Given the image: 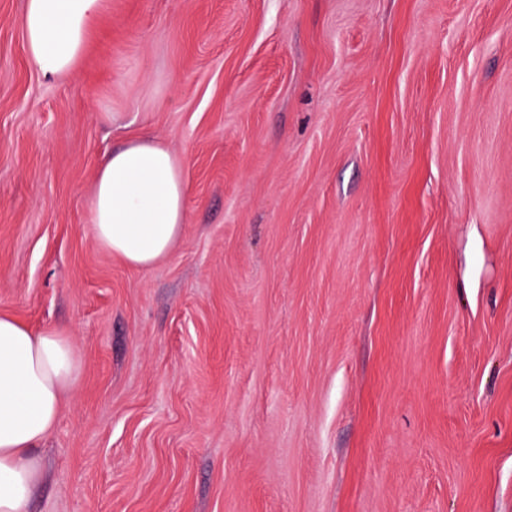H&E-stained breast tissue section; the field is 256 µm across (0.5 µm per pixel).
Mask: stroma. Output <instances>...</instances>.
Listing matches in <instances>:
<instances>
[{"instance_id":"1","label":"stroma","mask_w":512,"mask_h":512,"mask_svg":"<svg viewBox=\"0 0 512 512\" xmlns=\"http://www.w3.org/2000/svg\"><path fill=\"white\" fill-rule=\"evenodd\" d=\"M0 0V312L76 384L30 512H512V0H106L66 76ZM190 191L147 268L104 158ZM188 191L178 159L155 140H133L112 151L92 196L98 244L128 266L153 265L181 233Z\"/></svg>"}]
</instances>
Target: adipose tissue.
Here are the masks:
<instances>
[{
  "label": "adipose tissue",
  "mask_w": 512,
  "mask_h": 512,
  "mask_svg": "<svg viewBox=\"0 0 512 512\" xmlns=\"http://www.w3.org/2000/svg\"><path fill=\"white\" fill-rule=\"evenodd\" d=\"M101 8L102 0H25L27 50L43 77L74 68ZM188 191L178 159L160 143L137 139L113 151L92 196L98 244L128 266L153 265L181 233ZM79 368L68 331L36 333L0 315V512H28L45 479L38 445L55 428Z\"/></svg>",
  "instance_id": "1"
}]
</instances>
